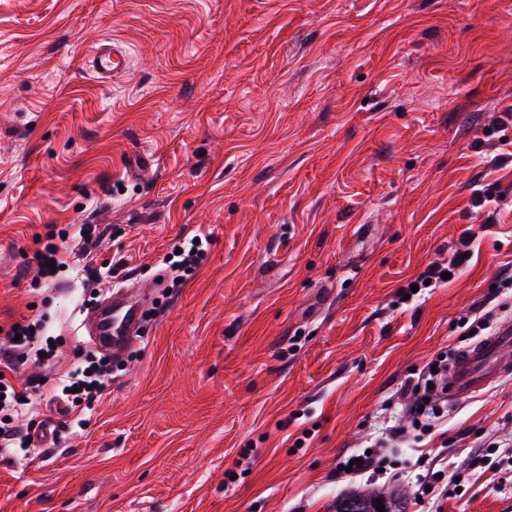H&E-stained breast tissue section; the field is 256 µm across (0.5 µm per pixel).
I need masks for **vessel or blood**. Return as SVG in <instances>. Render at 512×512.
<instances>
[{
	"instance_id": "obj_1",
	"label": "vessel or blood",
	"mask_w": 512,
	"mask_h": 512,
	"mask_svg": "<svg viewBox=\"0 0 512 512\" xmlns=\"http://www.w3.org/2000/svg\"><path fill=\"white\" fill-rule=\"evenodd\" d=\"M89 62L95 79L108 83L125 72L128 57L114 45L99 43L91 51ZM145 296L141 289H117L85 317L83 327L97 350L117 357L136 341ZM511 347L512 323L507 321L480 341L459 350L448 367L449 399L482 393L512 375V362L503 356L504 350Z\"/></svg>"
}]
</instances>
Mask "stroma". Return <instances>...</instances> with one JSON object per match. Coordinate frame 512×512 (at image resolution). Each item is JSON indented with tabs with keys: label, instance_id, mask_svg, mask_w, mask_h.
<instances>
[{
	"label": "stroma",
	"instance_id": "obj_1",
	"mask_svg": "<svg viewBox=\"0 0 512 512\" xmlns=\"http://www.w3.org/2000/svg\"><path fill=\"white\" fill-rule=\"evenodd\" d=\"M103 40L131 59L109 84ZM467 230L470 263L402 302ZM65 232L67 268L37 278ZM197 234L199 262L159 281ZM505 271L512 0H0V331L40 321L58 352L20 366L42 390L20 426L55 435L0 450V512H336L357 492L512 512L500 454L470 464L512 445V375L438 400L421 443L388 436L463 317L512 319ZM132 284L144 336L92 409L51 400L89 309ZM370 446L384 472L337 474ZM435 472L460 490L421 506ZM90 56L92 75L102 83L112 82V79L121 76L128 66V57L125 51L115 45L96 44ZM54 239H50L49 243L44 246V248L35 253L34 265L37 269L38 274L42 278H53L60 271V266H66V261L63 260L61 252H65L63 248L51 241ZM45 264H50V267H45ZM52 264H55L56 272H52Z\"/></svg>",
	"mask_w": 512,
	"mask_h": 512
}]
</instances>
